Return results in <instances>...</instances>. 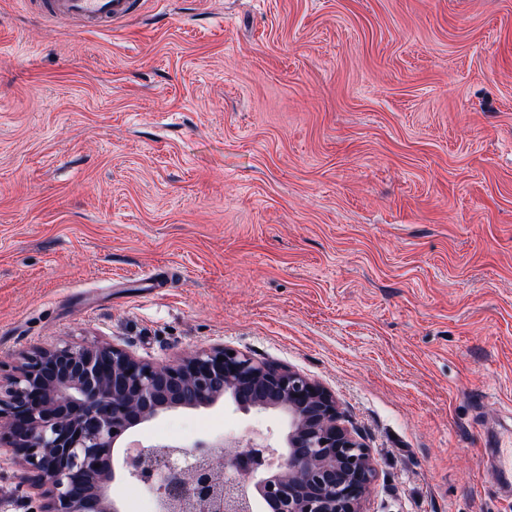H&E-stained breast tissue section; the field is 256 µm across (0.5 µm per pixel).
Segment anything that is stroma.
Here are the masks:
<instances>
[{"mask_svg": "<svg viewBox=\"0 0 512 512\" xmlns=\"http://www.w3.org/2000/svg\"><path fill=\"white\" fill-rule=\"evenodd\" d=\"M217 344L320 382L368 512H512V0H0V361ZM184 444L284 443L232 401ZM0 447V512H36ZM50 9L57 14L83 17L106 28L133 16L137 0H50Z\"/></svg>", "mask_w": 512, "mask_h": 512, "instance_id": "1", "label": "stroma"}]
</instances>
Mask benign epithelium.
<instances>
[{"label": "benign epithelium", "instance_id": "benign-epithelium-1", "mask_svg": "<svg viewBox=\"0 0 512 512\" xmlns=\"http://www.w3.org/2000/svg\"><path fill=\"white\" fill-rule=\"evenodd\" d=\"M226 395L286 410L285 445L253 436L114 452L143 424ZM4 445L41 500L37 512H120L110 495L118 478L151 492L158 512H253L256 496L266 512H365L377 479L371 449L326 387L224 344L156 363L107 340L62 342L0 362ZM223 447L219 464L212 449Z\"/></svg>", "mask_w": 512, "mask_h": 512}]
</instances>
